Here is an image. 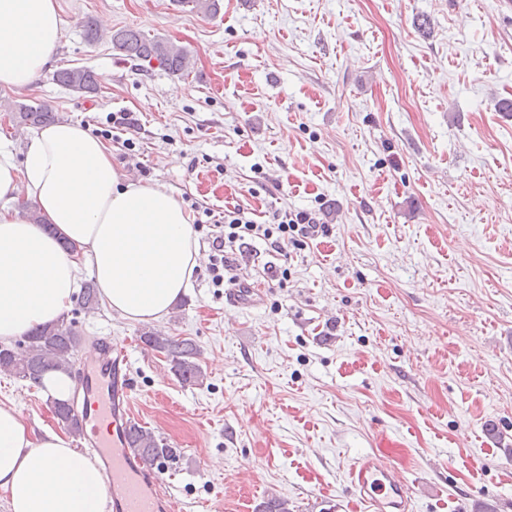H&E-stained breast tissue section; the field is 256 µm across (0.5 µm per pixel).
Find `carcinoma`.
<instances>
[{
    "label": "carcinoma",
    "mask_w": 512,
    "mask_h": 512,
    "mask_svg": "<svg viewBox=\"0 0 512 512\" xmlns=\"http://www.w3.org/2000/svg\"><path fill=\"white\" fill-rule=\"evenodd\" d=\"M112 49L133 62H157L158 66L172 75L187 71V54L169 43V40L148 37L135 28H120L110 36ZM56 81L66 89L82 96L93 95L99 90L97 74L86 66H69L56 72ZM12 120L19 125L43 126L55 120L52 107L40 101L21 103L8 107ZM142 343L170 358L174 375L183 383L196 385L201 381L202 372L198 363L200 351L187 339L165 336L146 331L140 336ZM80 334L74 322L63 317L56 322L36 328L24 335L25 349L17 352L11 346L0 345V371L18 378L37 382L43 373L60 370L72 374L75 353L80 345ZM55 417L74 436L80 427L71 399H49ZM131 447L151 466L164 464L177 456L178 449L170 447L153 431L137 423L129 431ZM254 512H293L287 499L271 496L261 501Z\"/></svg>",
    "instance_id": "1"
}]
</instances>
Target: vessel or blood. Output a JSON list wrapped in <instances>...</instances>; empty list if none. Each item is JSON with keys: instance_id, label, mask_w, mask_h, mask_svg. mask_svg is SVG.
I'll list each match as a JSON object with an SVG mask.
<instances>
[{"instance_id": "obj_1", "label": "vessel or blood", "mask_w": 512, "mask_h": 512, "mask_svg": "<svg viewBox=\"0 0 512 512\" xmlns=\"http://www.w3.org/2000/svg\"><path fill=\"white\" fill-rule=\"evenodd\" d=\"M77 383L83 394L78 417L83 429L91 431V441L104 463L108 512H177V503L164 492V472L149 467L128 446L133 383L124 346L103 338L97 357L81 361ZM351 478L367 512H409L408 486L373 458L356 462Z\"/></svg>"}]
</instances>
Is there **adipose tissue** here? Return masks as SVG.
I'll list each match as a JSON object with an SVG mask.
<instances>
[{"label": "adipose tissue", "mask_w": 512, "mask_h": 512, "mask_svg": "<svg viewBox=\"0 0 512 512\" xmlns=\"http://www.w3.org/2000/svg\"><path fill=\"white\" fill-rule=\"evenodd\" d=\"M60 11L59 0H0V90L26 88L48 67L63 37ZM23 195L43 224L17 209ZM82 256L106 306L131 321L164 318L199 265L182 203L122 174L100 139L65 121L36 131L23 161L0 148V342L69 310ZM107 492L99 463L67 434L34 429L0 403V493L9 512H103Z\"/></svg>", "instance_id": "ef3b65f1"}]
</instances>
